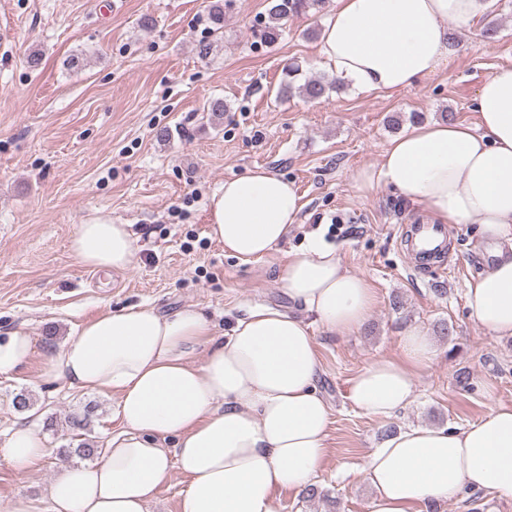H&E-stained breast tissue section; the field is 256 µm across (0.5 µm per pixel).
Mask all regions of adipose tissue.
<instances>
[{
    "mask_svg": "<svg viewBox=\"0 0 512 512\" xmlns=\"http://www.w3.org/2000/svg\"><path fill=\"white\" fill-rule=\"evenodd\" d=\"M334 2L316 62L369 95L446 66L449 22L475 24L497 0ZM474 105L472 125L412 124L353 182L362 192L392 187L434 223L474 224L481 237L512 246V64L484 77ZM303 207L293 183L257 168L211 194L209 235L250 263L278 248ZM69 249L104 272L130 267L138 252L128 225L101 215L77 225ZM280 281L294 311L256 306L226 333L191 305L171 313L112 308L44 353V382L112 395L122 429L97 460L55 475L43 501L19 491L0 512H150L175 472L184 481L178 512H273L275 492L311 485L329 459L330 421L313 327L356 333L375 294L315 235L289 255ZM465 296L489 337H512V249L471 280ZM35 351L25 328L0 333V377H12ZM435 352L425 328H408L400 357L353 377V405L374 418L405 408ZM49 454L45 436L25 422L0 440V465L20 476ZM360 472L373 492L371 512H413L467 488L512 499V406H490L463 428L398 430L364 457Z\"/></svg>",
    "mask_w": 512,
    "mask_h": 512,
    "instance_id": "adipose-tissue-1",
    "label": "adipose tissue"
}]
</instances>
